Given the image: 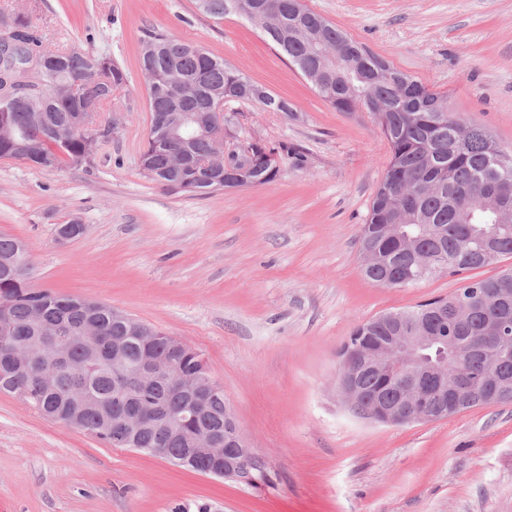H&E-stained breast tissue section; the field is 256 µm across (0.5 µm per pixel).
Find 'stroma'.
<instances>
[{
  "instance_id": "1",
  "label": "stroma",
  "mask_w": 512,
  "mask_h": 512,
  "mask_svg": "<svg viewBox=\"0 0 512 512\" xmlns=\"http://www.w3.org/2000/svg\"><path fill=\"white\" fill-rule=\"evenodd\" d=\"M362 46L448 97L512 154V0H304ZM51 46L105 54L128 74L98 117L88 164L0 159V234L22 240L33 287L106 303L188 342L224 388L268 483L250 487L112 447L0 393V512H512V402L386 424L337 386L353 328L512 268L504 257L403 287L367 280L359 233L389 147L372 115L340 112L257 26L195 0H0ZM178 36L287 98L246 107L241 140L287 145L262 187L176 194L146 178L145 31ZM84 232L60 238L61 224Z\"/></svg>"
}]
</instances>
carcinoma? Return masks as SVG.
<instances>
[{
    "label": "carcinoma",
    "instance_id": "carcinoma-1",
    "mask_svg": "<svg viewBox=\"0 0 512 512\" xmlns=\"http://www.w3.org/2000/svg\"><path fill=\"white\" fill-rule=\"evenodd\" d=\"M259 2L266 12L258 27L264 37L285 55L312 84L318 95L339 112L363 108L372 113L390 150L385 176L379 184L366 224L360 229V243L368 244L380 262L363 267L373 283L401 287L415 283L416 259L434 258L440 270L452 273L481 268L512 255V193L504 196L491 183L494 169L512 157L502 153L496 141L483 129L465 142L456 140L461 121L448 111V97L428 90L412 76L394 68L384 59L358 44L346 32L300 0H197L200 12L216 19L236 15L247 20V8ZM11 22L28 32L23 44L0 58V82L11 77H29L41 86L39 94L18 99L0 98V158L13 159L37 168H77L83 153L82 136L65 143L56 138L60 125L90 113L89 124H97L99 112L112 94L129 83L127 73L106 55L79 48L50 49L29 34L21 13L0 12V22ZM141 68L151 71L147 83L151 123L166 119L179 110L205 116L211 104L228 105L224 127L239 126L246 105H258L269 112H290L287 99L274 96L203 48L175 36L148 33L142 41ZM214 139L190 144H165L148 134L142 153L145 175L166 189L190 195L224 190V181L204 182L210 176L209 163ZM288 146L270 147L260 141L238 142L228 152L227 162L236 174L237 187H261L276 180L279 158ZM32 256L27 247L11 237H0V393L18 390L29 393L26 402L41 415L64 421L61 411L79 395L107 404L116 399L112 384V337L124 334V326L112 319V307L60 295L30 286L28 271ZM512 289V270L492 279L467 283L448 297H436L406 310L407 329L441 305L457 303L460 315L451 318L447 335L455 337L457 351L439 344L428 350L432 358L447 357L448 379L454 381L457 354L468 382L467 407L488 405L484 388L488 378L499 374L512 380V366L501 369L496 352L481 344L487 319L512 320V299L507 308L496 303L501 289ZM95 322L103 336V361L84 359L83 330ZM54 324L68 345V358L54 362L40 349L31 351L32 338L41 323ZM397 329L373 318L357 325L349 342L374 349ZM44 374L56 377L50 392L36 389ZM358 384L369 400L374 395L390 403L400 397L397 386L363 370ZM185 391L160 381L150 386L130 385L121 400L129 410L141 400H153L164 407L186 403ZM83 431L113 446L112 431H103L95 405L83 412ZM129 448L158 455L174 465L203 472L206 463H184L186 448L162 430L139 432ZM244 484L256 487L268 481L262 461L242 464Z\"/></svg>",
    "mask_w": 512,
    "mask_h": 512
}]
</instances>
